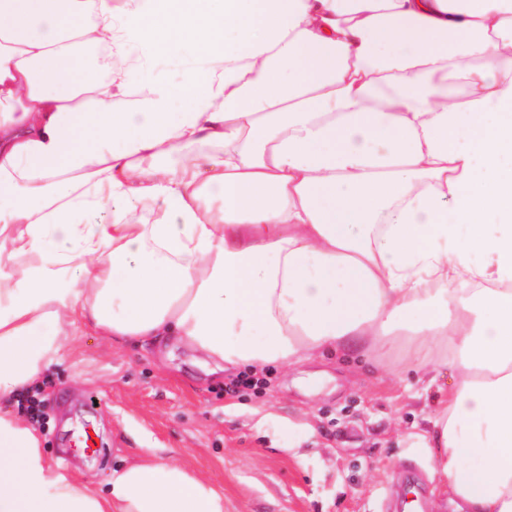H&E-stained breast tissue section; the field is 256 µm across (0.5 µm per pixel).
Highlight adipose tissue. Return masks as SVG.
<instances>
[{
    "label": "adipose tissue",
    "mask_w": 512,
    "mask_h": 512,
    "mask_svg": "<svg viewBox=\"0 0 512 512\" xmlns=\"http://www.w3.org/2000/svg\"><path fill=\"white\" fill-rule=\"evenodd\" d=\"M508 47L512 0H0V512H224L151 448L105 491L45 457L11 405L81 327L255 374L399 355L438 488L512 512ZM155 70L162 79L170 84L179 85L184 77L183 66L172 55H165L155 63ZM177 75L180 77L177 78Z\"/></svg>",
    "instance_id": "adipose-tissue-1"
}]
</instances>
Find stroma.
<instances>
[{
	"mask_svg": "<svg viewBox=\"0 0 512 512\" xmlns=\"http://www.w3.org/2000/svg\"><path fill=\"white\" fill-rule=\"evenodd\" d=\"M398 365L340 352L229 393L183 344L121 346L85 331L44 375L39 427L63 474L104 483L153 448L223 486L224 512H393L410 470L421 512H455L440 504L425 450L405 439L437 391L396 379ZM86 429L94 448L75 447Z\"/></svg>",
	"mask_w": 512,
	"mask_h": 512,
	"instance_id": "1",
	"label": "stroma"
}]
</instances>
